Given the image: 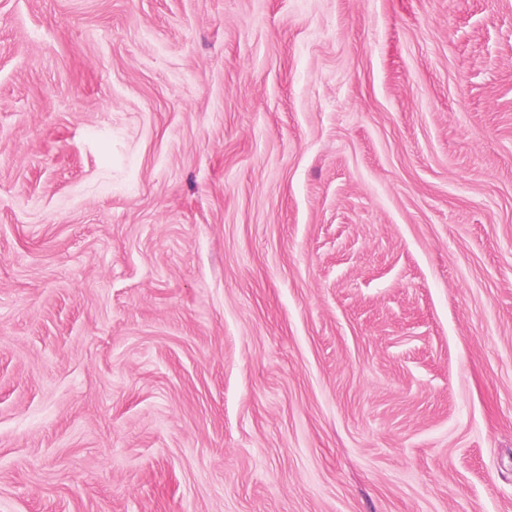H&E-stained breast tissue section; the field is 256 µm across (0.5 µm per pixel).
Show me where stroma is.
<instances>
[{
    "label": "stroma",
    "instance_id": "35a3bbf8",
    "mask_svg": "<svg viewBox=\"0 0 512 512\" xmlns=\"http://www.w3.org/2000/svg\"><path fill=\"white\" fill-rule=\"evenodd\" d=\"M0 512H512V0H0Z\"/></svg>",
    "mask_w": 512,
    "mask_h": 512
}]
</instances>
